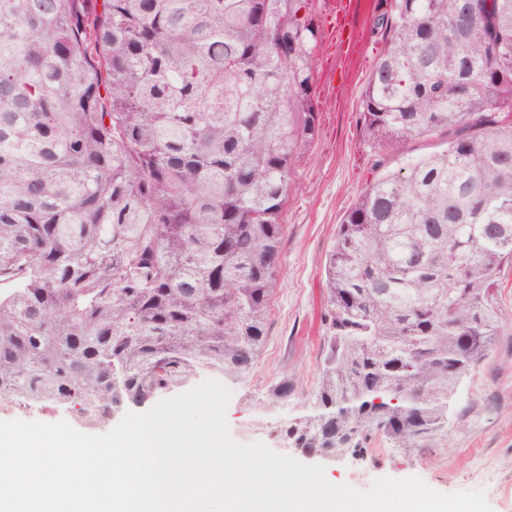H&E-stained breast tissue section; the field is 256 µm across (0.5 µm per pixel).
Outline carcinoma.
Returning <instances> with one entry per match:
<instances>
[{
    "label": "carcinoma",
    "instance_id": "cac0c4a2",
    "mask_svg": "<svg viewBox=\"0 0 512 512\" xmlns=\"http://www.w3.org/2000/svg\"><path fill=\"white\" fill-rule=\"evenodd\" d=\"M312 2L0 0V408L94 428L251 370L317 129ZM389 28L370 138L447 141L338 225L319 381L277 425L332 461L447 433L512 263V0H393Z\"/></svg>",
    "mask_w": 512,
    "mask_h": 512
}]
</instances>
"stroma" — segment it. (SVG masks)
Wrapping results in <instances>:
<instances>
[{
	"label": "stroma",
	"mask_w": 512,
	"mask_h": 512,
	"mask_svg": "<svg viewBox=\"0 0 512 512\" xmlns=\"http://www.w3.org/2000/svg\"><path fill=\"white\" fill-rule=\"evenodd\" d=\"M325 2L314 0L313 6L322 32L311 83L318 129L295 164L282 214V270L271 303L269 341L248 373L223 381L230 392L231 437L241 444L264 443L278 453L284 447L275 424L302 411L318 382L326 334L325 263L338 224L383 169L439 151L441 143L439 136L428 135L385 149L364 127L361 99L391 38L381 24L391 13V0H357L337 42L326 33ZM497 299L502 332L452 398L447 436L434 447L411 450L374 437L363 456L326 464L331 483L365 493L379 478L416 477L441 494L484 490L492 512H512V265L501 272ZM283 382L292 388L288 399L268 403V390Z\"/></svg>",
	"instance_id": "35a3bbf8"
}]
</instances>
